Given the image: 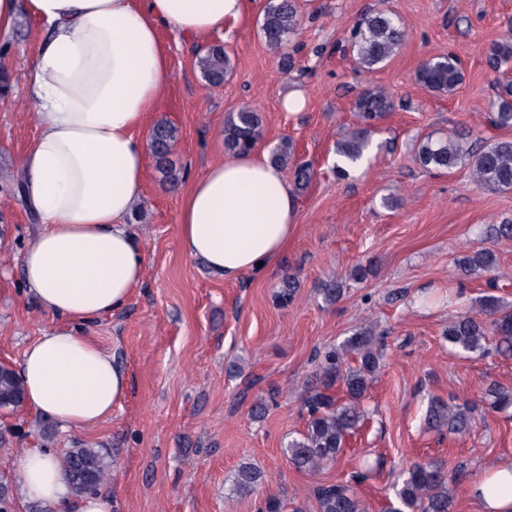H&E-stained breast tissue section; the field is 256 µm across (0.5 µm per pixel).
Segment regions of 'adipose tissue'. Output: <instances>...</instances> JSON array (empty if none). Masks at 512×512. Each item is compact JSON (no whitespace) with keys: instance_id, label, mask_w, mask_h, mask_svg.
I'll return each mask as SVG.
<instances>
[{"instance_id":"ef3b65f1","label":"adipose tissue","mask_w":512,"mask_h":512,"mask_svg":"<svg viewBox=\"0 0 512 512\" xmlns=\"http://www.w3.org/2000/svg\"><path fill=\"white\" fill-rule=\"evenodd\" d=\"M243 8L244 0H0V36L22 13L47 27L28 94L39 134L19 163L41 230L20 264L27 295L58 325L26 347L20 373L26 405L63 428L110 419L127 390L114 356L82 327L122 309L144 278L130 220L144 188L147 114L171 79L159 30L204 39ZM296 214L282 169L256 148L195 178L178 244L234 280L284 252ZM20 493L59 512H112L99 495L72 499L56 460L37 448L21 463ZM468 495L479 512H512V458L489 465Z\"/></svg>"}]
</instances>
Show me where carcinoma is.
Returning <instances> with one entry per match:
<instances>
[{"instance_id": "carcinoma-1", "label": "carcinoma", "mask_w": 512, "mask_h": 512, "mask_svg": "<svg viewBox=\"0 0 512 512\" xmlns=\"http://www.w3.org/2000/svg\"><path fill=\"white\" fill-rule=\"evenodd\" d=\"M300 23L297 0H268L259 30L266 49L283 57L288 40ZM403 27L391 13L376 9L358 18L351 28V48L356 62L366 71L388 63L405 40ZM487 57L490 66L500 74L491 102L490 123L497 128H512V33L493 42ZM195 65L208 87L224 84L231 74L230 57L221 45H212L196 55ZM417 81L437 92H451L462 81L460 60L452 53L423 60L416 72ZM358 125L336 141V174L345 178L364 160L371 144L374 122L393 108L385 89L375 86L360 91L353 103ZM178 138L177 128L167 121L157 122L151 133L150 148L163 184L173 188L181 181V169L170 155ZM265 139V125L259 113L243 108L230 114L224 123V147L231 153L252 150ZM293 146L284 141L273 151L272 161L286 167L293 165L294 179L307 184L311 171L304 163H291ZM416 163L428 172H452L465 165L475 189L488 192L512 190V138L481 142L466 132H454L445 139L424 138L415 155ZM25 200V186L18 166L0 163V209L10 202ZM497 266L496 254L482 249L455 262L460 276L490 273ZM497 337L496 351L512 357V308L499 298L485 295L448 325L445 339L466 354L486 352L489 336ZM353 353L359 358L354 368H344V358ZM380 367L376 332L365 327L355 332L338 348L321 355L317 381L306 394L308 410L306 431L283 448L286 460L296 469L315 474L334 463L347 445L348 438L364 420L368 377ZM343 385V395L334 393ZM25 386L13 370L0 368V408H14L24 402ZM481 402L495 412L512 408V389L491 383ZM475 420L468 406L447 405L434 400L428 406L425 422L428 428L452 433L467 431ZM58 464L71 493L84 496L97 492L109 472L106 455L97 448H71L58 458ZM470 474L461 465L451 471L432 461L414 462L405 470L401 487L396 491V505L389 512H451L454 488ZM268 482L266 472L248 462L241 463L232 478L231 491L248 496ZM317 512H365L363 501L347 484L320 483L313 488Z\"/></svg>"}]
</instances>
